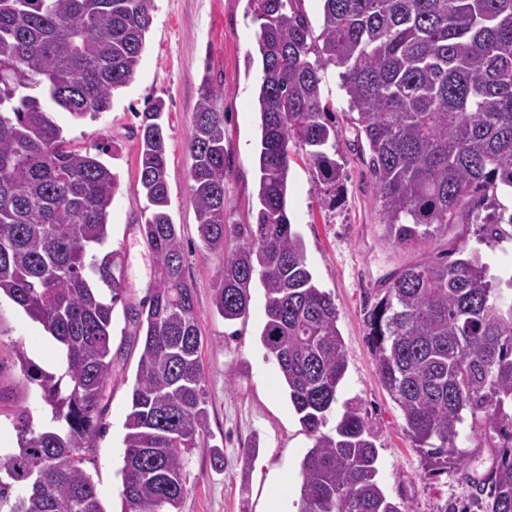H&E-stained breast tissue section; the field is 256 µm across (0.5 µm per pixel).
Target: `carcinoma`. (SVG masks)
<instances>
[{"label": "carcinoma", "mask_w": 512, "mask_h": 512, "mask_svg": "<svg viewBox=\"0 0 512 512\" xmlns=\"http://www.w3.org/2000/svg\"><path fill=\"white\" fill-rule=\"evenodd\" d=\"M152 0H0V296L63 350L64 370L22 359L52 425L13 424L17 448L0 457V512H106L85 464L103 436L112 383V313L124 284L108 239L120 179L78 150L53 119L109 110L144 52ZM297 0H250L261 21L257 156L259 209L236 224L226 251L223 90L205 76L187 149L190 194L204 247L221 261L214 307L244 319L250 289L266 295L260 341L312 440L301 463L299 512H404L379 485L377 450L361 411L323 428L347 358L331 294L307 267L288 215L290 148L317 182L334 185L340 130L324 103L338 69L347 124L369 150L388 240L429 243L453 224L509 238L499 196L512 191V0H323L319 35ZM164 104L141 113L143 237L155 259L148 302L130 309L141 353L124 422L125 512H181L185 455L209 430L201 334L181 235L168 212ZM110 296H105L101 286ZM379 382L402 412L428 468L456 466L463 411L501 457L476 485L483 512H512V275L457 244L404 265L365 314Z\"/></svg>", "instance_id": "1"}]
</instances>
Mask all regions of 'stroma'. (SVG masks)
Segmentation results:
<instances>
[{
	"instance_id": "1",
	"label": "stroma",
	"mask_w": 512,
	"mask_h": 512,
	"mask_svg": "<svg viewBox=\"0 0 512 512\" xmlns=\"http://www.w3.org/2000/svg\"><path fill=\"white\" fill-rule=\"evenodd\" d=\"M153 24L133 81L118 90L109 111L74 119L59 110L54 118L74 147L103 145L104 162L120 178L109 216V250L115 251L125 282L123 303L113 311L112 336L119 350L104 421L91 473L107 512H122L120 495L124 422L134 383L140 342L138 328L124 315L125 306L147 301L155 274L150 249L140 232L148 216L138 181L136 130L148 102L163 101L168 144L169 212L178 225L186 257L185 276L194 288L202 336L201 361L209 409L204 445L186 459L187 493L182 512H262L270 494L279 512H298L301 462L312 445L283 388L278 369L267 359L259 335L265 322V290L253 283L246 319L224 321L213 305L219 259L202 247L190 195L191 133L203 75L223 89L224 145L229 168L224 178L227 224L253 223L257 211V155L260 113L257 90L261 67L256 51L260 22L249 0H153ZM355 134L343 128L337 153L342 181L318 184L305 156L290 150L288 213L302 237L306 263L319 288L330 293L338 310L348 368L337 401L328 414L336 423L346 404L358 405L373 433L379 479L386 495L403 512H479L475 482L495 466L499 451L479 431L463 424L457 441L471 478L462 483L455 469L437 474L427 469L408 437L399 407L381 387L375 357L366 339L367 304L386 288L405 264L422 254L444 251L450 239L497 265H512V240L486 244L477 225L461 224L435 238L425 252L395 248L385 236L375 189L353 146ZM54 369L51 338L8 299L0 300V454L16 445L13 416L30 409L35 424L51 413L31 388L18 360ZM219 447L215 465L211 447Z\"/></svg>"
}]
</instances>
